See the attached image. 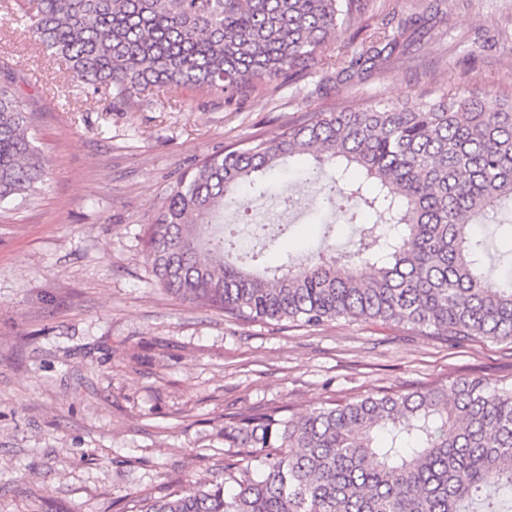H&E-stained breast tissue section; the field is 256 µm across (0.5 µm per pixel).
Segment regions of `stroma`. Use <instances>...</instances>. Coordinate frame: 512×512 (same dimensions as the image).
Returning a JSON list of instances; mask_svg holds the SVG:
<instances>
[{"label": "stroma", "instance_id": "stroma-1", "mask_svg": "<svg viewBox=\"0 0 512 512\" xmlns=\"http://www.w3.org/2000/svg\"><path fill=\"white\" fill-rule=\"evenodd\" d=\"M422 0H365L351 36L330 42L335 68L233 102L177 87L111 105L71 81L0 0V73L34 112L51 175L19 206L0 207V512H139L183 483L224 480L249 464L224 445L234 414H299L383 388L457 379L512 382V344L449 346L401 324L340 318L318 327L231 322L181 300L150 274L142 238L170 186L205 154L273 137L306 112L384 100L413 104L447 89L512 98V0H442L449 24L412 64L346 82L338 67L372 34L396 31ZM322 191L289 176L241 194L228 224L279 208L291 231L266 261L349 249L358 227L316 212ZM293 197L290 208L281 200Z\"/></svg>", "mask_w": 512, "mask_h": 512}]
</instances>
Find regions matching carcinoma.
<instances>
[{
	"mask_svg": "<svg viewBox=\"0 0 512 512\" xmlns=\"http://www.w3.org/2000/svg\"><path fill=\"white\" fill-rule=\"evenodd\" d=\"M39 41L72 79L122 103L172 85L207 86L225 101L291 80L323 61L362 0H19ZM435 0L356 53L338 76L362 80L402 61L431 32ZM31 113L0 79V205L48 176ZM292 160L323 185L317 209L360 225L346 254L319 251L307 268H258L266 244L241 252L224 205ZM512 102L443 92L414 106L377 102L291 119L187 170L148 225L143 250L156 282L229 321L318 326L340 317L393 321L459 345L512 343ZM371 213L375 220L360 223ZM507 229L491 250L474 224ZM224 447L250 448L262 469L224 466L225 484H190L141 512H512V383L460 379L410 393L382 390L299 416L278 408L224 423Z\"/></svg>",
	"mask_w": 512,
	"mask_h": 512,
	"instance_id": "carcinoma-1",
	"label": "carcinoma"
}]
</instances>
